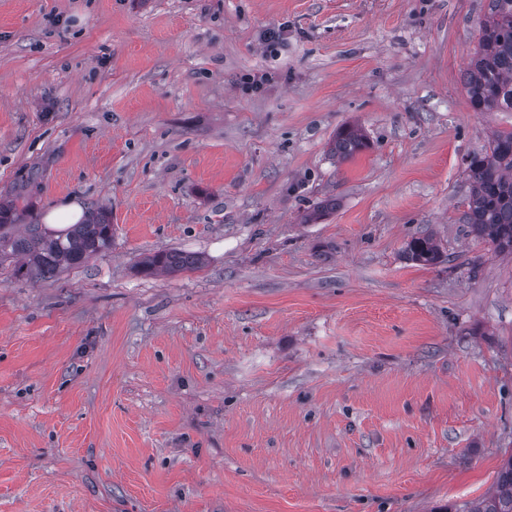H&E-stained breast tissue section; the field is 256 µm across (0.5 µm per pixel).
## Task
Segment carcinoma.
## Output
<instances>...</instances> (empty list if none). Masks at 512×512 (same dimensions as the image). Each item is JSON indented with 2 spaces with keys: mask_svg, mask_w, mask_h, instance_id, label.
<instances>
[{
  "mask_svg": "<svg viewBox=\"0 0 512 512\" xmlns=\"http://www.w3.org/2000/svg\"><path fill=\"white\" fill-rule=\"evenodd\" d=\"M463 86L473 111L512 112V0H488ZM366 147L362 130L345 125L332 139L330 153L345 160ZM467 169L471 193L465 222L493 252L512 255V129L494 132L485 149L470 157ZM17 218L16 204L0 200V254L8 251L25 256L26 272L39 277L81 266L112 245V219L106 208L90 213L83 223L56 237L45 235L40 224H27L17 233ZM407 253L424 265L441 258L438 244L428 236L412 239ZM202 263L201 256L179 250L158 252L141 261L149 273L186 272ZM472 512H512V455L498 473L494 493L478 501Z\"/></svg>",
  "mask_w": 512,
  "mask_h": 512,
  "instance_id": "carcinoma-1",
  "label": "carcinoma"
}]
</instances>
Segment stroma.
Instances as JSON below:
<instances>
[{"label":"stroma","instance_id":"obj_1","mask_svg":"<svg viewBox=\"0 0 512 512\" xmlns=\"http://www.w3.org/2000/svg\"><path fill=\"white\" fill-rule=\"evenodd\" d=\"M486 8L0 0V197L36 223L102 206L114 229L51 278L0 257V512H464L493 492L512 257L471 235L466 166L512 112L462 83ZM349 123L368 146L341 162ZM425 235L441 262L409 259ZM167 249L204 263L142 272Z\"/></svg>","mask_w":512,"mask_h":512}]
</instances>
